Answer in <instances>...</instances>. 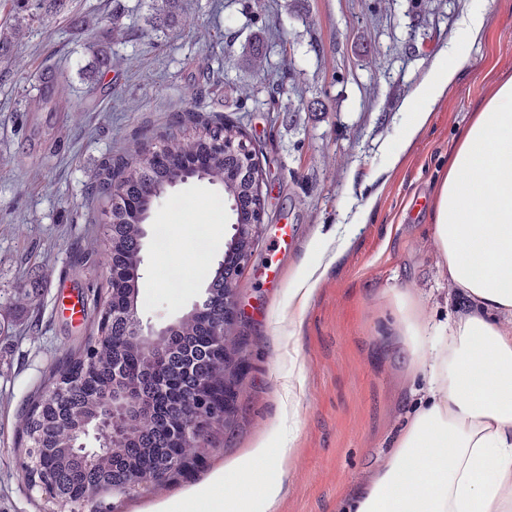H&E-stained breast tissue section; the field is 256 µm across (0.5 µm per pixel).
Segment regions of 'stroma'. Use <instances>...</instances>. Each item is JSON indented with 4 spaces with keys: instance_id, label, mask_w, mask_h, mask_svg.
Masks as SVG:
<instances>
[{
    "instance_id": "obj_1",
    "label": "stroma",
    "mask_w": 512,
    "mask_h": 512,
    "mask_svg": "<svg viewBox=\"0 0 512 512\" xmlns=\"http://www.w3.org/2000/svg\"><path fill=\"white\" fill-rule=\"evenodd\" d=\"M150 2L65 0L0 51V512H44L21 468L19 415L99 315L106 271L77 256L105 232L111 201L87 203L86 186L127 140L158 146L179 109L240 125L262 169L263 226L235 283L233 334L248 368L200 467L152 494L105 503L142 512L256 445L289 440L274 512H336L389 454L427 383L408 367L389 291L417 297L433 324L466 308L428 233L430 202L460 128L496 81L512 76V0H492L455 84L394 169L388 151L410 120L404 103L461 38L468 0H181L176 27L153 24ZM95 42L112 51L102 75L92 71ZM49 72L62 99L28 111ZM228 217L220 187L191 181L168 193L151 221L192 242L206 220L204 269L224 255ZM286 224L295 245L274 250ZM142 258L140 315L171 323L204 282L159 286V264L180 256L152 239ZM309 269L319 280L301 308L288 284ZM20 286L31 306L7 310ZM61 288L82 302V319L60 308Z\"/></svg>"
}]
</instances>
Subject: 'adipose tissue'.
Segmentation results:
<instances>
[{"label":"adipose tissue","instance_id":"ef3b65f1","mask_svg":"<svg viewBox=\"0 0 512 512\" xmlns=\"http://www.w3.org/2000/svg\"><path fill=\"white\" fill-rule=\"evenodd\" d=\"M444 54L448 64L434 65L406 102L402 145L458 76L462 48ZM429 232L471 308L433 328L413 296L392 292L410 368L428 388L382 465L337 512H512V76L496 82L449 152ZM287 455L258 446L147 512H273Z\"/></svg>","mask_w":512,"mask_h":512}]
</instances>
